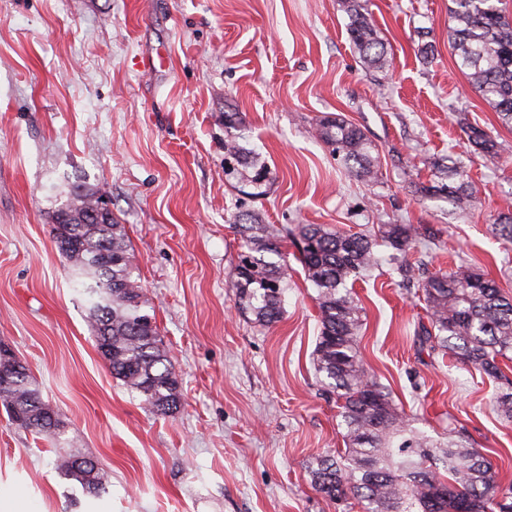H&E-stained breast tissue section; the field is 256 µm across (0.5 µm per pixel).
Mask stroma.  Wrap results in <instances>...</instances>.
I'll list each match as a JSON object with an SVG mask.
<instances>
[{"label": "stroma", "mask_w": 512, "mask_h": 512, "mask_svg": "<svg viewBox=\"0 0 512 512\" xmlns=\"http://www.w3.org/2000/svg\"><path fill=\"white\" fill-rule=\"evenodd\" d=\"M450 0H365L387 44L364 66L342 0H0V343L58 412L60 442L0 406V512H342L308 466L344 445L336 396L316 373V290L302 268L271 327L235 305L238 212L278 226L381 223L432 229L413 283L379 268L353 287L359 350L414 428L461 434L512 485V419L499 380L417 340L416 282L459 265L512 295V247L495 221L512 203V160L484 156L464 127L512 143L448 40ZM434 53H420L423 44ZM273 179L260 197L224 180V115ZM341 115L376 145L375 183L351 176L317 135ZM452 157L479 192L468 215L417 193ZM83 183L127 234L146 305L181 381L182 406L154 416L113 378L50 214ZM96 458L99 499L55 470L57 452Z\"/></svg>", "instance_id": "stroma-1"}]
</instances>
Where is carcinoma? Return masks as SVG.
<instances>
[{
  "label": "carcinoma",
  "mask_w": 512,
  "mask_h": 512,
  "mask_svg": "<svg viewBox=\"0 0 512 512\" xmlns=\"http://www.w3.org/2000/svg\"><path fill=\"white\" fill-rule=\"evenodd\" d=\"M450 29L459 68L472 87L512 125V19L500 0H451ZM349 17V39L363 63L382 68L387 47L372 14L361 0H343ZM242 123L238 112L224 113V177L256 188L268 170L234 133ZM318 135L333 147L347 171L374 181L379 156L363 131L344 118L326 116ZM468 141L479 152L499 159L512 146L484 129L465 127ZM417 192L444 199L465 213L477 193L456 166L436 162L432 178ZM100 190L74 185L66 201L51 215L52 237L68 233L60 249L72 263L76 283L88 304L96 348H110L106 362L112 377L141 397L144 408L172 416L181 407L180 379L168 364L152 317L144 306L139 277L125 240L124 227L112 212L93 214ZM236 233L241 251L235 266V304L262 326L280 321L288 288L289 265L282 253L280 231L259 215H238ZM306 279L316 288L320 332L314 364L336 393L346 448L310 465L311 483L331 501L353 499L362 512H512V487L503 488L483 451L468 442L448 440L436 446L415 431L391 392L369 378L358 350L360 307L347 282L379 265L376 251L383 243L400 256L395 271L408 279L409 255L421 240L412 224H378L371 234L345 233L327 224H298L293 231ZM428 323L418 326L419 344L433 355H450L485 375L502 379L499 360L512 358V296L501 292L482 271L458 266L426 277L418 285ZM11 383L0 387V405L20 427L56 440L62 434L59 414L46 404L29 368L15 360ZM497 410L512 418V382L497 391ZM55 469L76 482L83 493L106 492L102 469L91 457L60 455Z\"/></svg>",
  "instance_id": "cac0c4a2"
}]
</instances>
